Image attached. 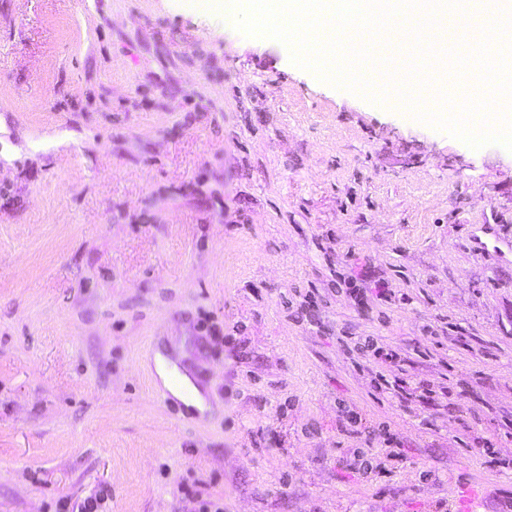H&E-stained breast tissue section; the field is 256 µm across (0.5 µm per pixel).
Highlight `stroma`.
I'll use <instances>...</instances> for the list:
<instances>
[{
    "label": "stroma",
    "instance_id": "1",
    "mask_svg": "<svg viewBox=\"0 0 512 512\" xmlns=\"http://www.w3.org/2000/svg\"><path fill=\"white\" fill-rule=\"evenodd\" d=\"M172 336L205 417L152 381ZM349 336L437 402L377 391ZM464 487L512 512V151L183 0H0V512H466Z\"/></svg>",
    "mask_w": 512,
    "mask_h": 512
}]
</instances>
